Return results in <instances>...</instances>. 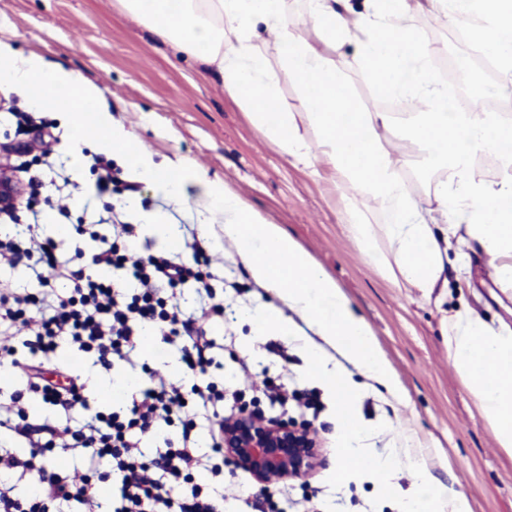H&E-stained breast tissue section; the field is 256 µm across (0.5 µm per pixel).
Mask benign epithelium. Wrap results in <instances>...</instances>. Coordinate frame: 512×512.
Wrapping results in <instances>:
<instances>
[{
    "label": "benign epithelium",
    "mask_w": 512,
    "mask_h": 512,
    "mask_svg": "<svg viewBox=\"0 0 512 512\" xmlns=\"http://www.w3.org/2000/svg\"><path fill=\"white\" fill-rule=\"evenodd\" d=\"M25 194V187L0 165V209L18 205ZM224 454L267 488L306 475L318 460L320 442L306 423L273 425L243 409L224 423Z\"/></svg>",
    "instance_id": "1"
}]
</instances>
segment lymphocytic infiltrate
Returning <instances> with one entry per match:
<instances>
[{
    "mask_svg": "<svg viewBox=\"0 0 512 512\" xmlns=\"http://www.w3.org/2000/svg\"><path fill=\"white\" fill-rule=\"evenodd\" d=\"M77 235L97 241L98 249L79 268L62 261L56 243L26 228L0 238V260L30 267L40 295L25 294L0 281V329L19 330L16 345L0 349V360L25 367L24 389L0 398V426L9 427L20 450L0 448V512H72L98 501L101 512H223L194 474L203 467L220 475L224 423L216 421L210 446L216 461L205 464L195 453L196 422L190 403H218L224 391L214 383L184 389L177 383L144 385L121 410L98 411L76 428H58L53 413L87 408L81 377L55 368L61 343L96 356L104 366L124 359L138 344L143 328H160L162 342L181 343L186 368L207 375L215 361L208 319L224 314L210 282V258L201 242L191 246L186 264L168 253H141L127 244L134 234L121 225L113 239L91 224L75 227ZM195 284L209 304L201 316L182 310L178 294ZM49 410L31 419L24 397ZM177 426L163 450L146 455L141 438L162 427ZM82 453L83 467H58L56 453Z\"/></svg>",
    "mask_w": 512,
    "mask_h": 512,
    "instance_id": "f902f5d3",
    "label": "lymphocytic infiltrate"
}]
</instances>
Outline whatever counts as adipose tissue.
Segmentation results:
<instances>
[{"mask_svg":"<svg viewBox=\"0 0 512 512\" xmlns=\"http://www.w3.org/2000/svg\"><path fill=\"white\" fill-rule=\"evenodd\" d=\"M306 2L309 37L298 31L284 0H121L130 15L220 79L283 155L311 172L328 169L342 179L349 189L340 199L342 222L366 261L393 287L415 288L427 298L446 288L448 238L459 233L486 255L498 288L512 291V122L485 109L477 87L466 109H450L448 87L432 67L433 50L412 20L414 13L427 12L469 31H485L481 48L495 60L501 83L511 88L512 0H371L364 12L349 0ZM261 29L278 36L279 68L270 66L255 43ZM344 43L357 45L366 79L383 94L411 93L423 102L410 131L423 161L445 170L433 197L423 199L411 190L387 136L388 113L360 104L337 63L325 55V48ZM283 70L301 91L314 137L303 134L293 113L277 102ZM0 80L32 90L38 108L63 109L77 139L85 137L81 112L93 113L99 149L120 156L146 180L181 193L180 163L155 164L142 143L112 123L98 89L75 73L49 67L34 55L0 51ZM479 152L492 153L508 176L476 179L472 161ZM359 192L380 200L385 223L369 222L355 201ZM381 237L389 254L377 250ZM447 344L448 358L478 412L512 456V328L460 310L448 319ZM305 354L310 374L333 396L343 424L345 456L337 479L345 482L354 471L366 470L389 483L391 460L363 448L358 436L355 384L320 350L309 347ZM414 479L417 490L401 512H468L464 497H449L423 470H415Z\"/></svg>","mask_w":512,"mask_h":512,"instance_id":"1","label":"adipose tissue"}]
</instances>
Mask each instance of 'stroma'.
<instances>
[{"mask_svg":"<svg viewBox=\"0 0 512 512\" xmlns=\"http://www.w3.org/2000/svg\"><path fill=\"white\" fill-rule=\"evenodd\" d=\"M414 23L435 55L467 56L473 43H460L443 18L419 14ZM0 45L46 63L78 72L96 86L114 121L124 125L151 153L155 162L181 161L187 172L182 195L173 196L114 160L121 181L133 183V194L96 197L91 168L74 171L73 153L92 158L94 148L71 137L64 112L33 108L24 88L0 84V109L8 106L32 113L59 133L58 152L33 163L22 180L45 185L51 202L42 206L43 224H94L111 235L113 221L142 224L153 214L176 225L184 243L182 258L191 261L194 238L210 244V271L215 287L224 290V315L209 323L221 368L213 374L225 394L250 392L263 376L281 377L286 389L312 392L318 412L311 429L322 443L315 468L285 486L261 489L243 470L225 465L216 487L224 512H259L264 498L281 502L284 512H400V501L415 489L414 470L449 493L466 494L469 512H512V456L499 447L488 424L476 413L473 399L448 360L445 342L448 317L470 308L491 323L512 326V300L503 298L485 256L477 246L460 248L448 240V257H463L464 271L449 270L441 301L424 299L413 288H395L366 262L340 222L338 201L345 187L337 176H311L281 155L251 122L246 108L223 84L205 77L197 62L175 45L161 41L125 12L119 0H0ZM326 55L341 62L354 96L371 109L379 104L358 62L354 45L329 47ZM391 145L404 164L416 195L432 194L444 174L425 169L417 149L400 135ZM226 185L263 220L280 225L336 279L358 315L368 323L398 385L390 393L362 375L339 350L322 345L316 329L302 315L280 306L278 298L250 277L234 245L221 231L204 233L209 213L198 199L204 182ZM277 305L289 332L256 336L257 310ZM322 345L326 358L360 386L356 403L363 444L395 463V496L383 493L373 474L357 472L340 483L333 474L344 460L333 400L326 387L304 367L302 347ZM250 372H243L241 359ZM57 359L78 369L84 380L111 373L127 375L134 364L115 362L111 369L95 364L61 345Z\"/></svg>","mask_w":512,"mask_h":512,"instance_id":"1","label":"stroma"}]
</instances>
